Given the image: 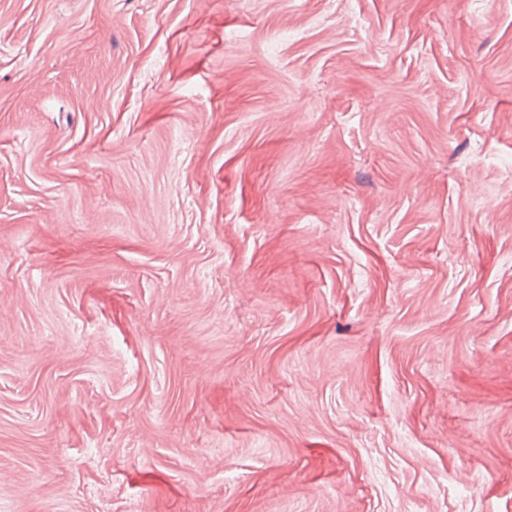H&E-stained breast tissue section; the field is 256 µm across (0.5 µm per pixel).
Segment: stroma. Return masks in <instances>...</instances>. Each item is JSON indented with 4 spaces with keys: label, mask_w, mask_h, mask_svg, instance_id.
<instances>
[{
    "label": "stroma",
    "mask_w": 512,
    "mask_h": 512,
    "mask_svg": "<svg viewBox=\"0 0 512 512\" xmlns=\"http://www.w3.org/2000/svg\"><path fill=\"white\" fill-rule=\"evenodd\" d=\"M512 0H0V512H512Z\"/></svg>",
    "instance_id": "obj_1"
}]
</instances>
